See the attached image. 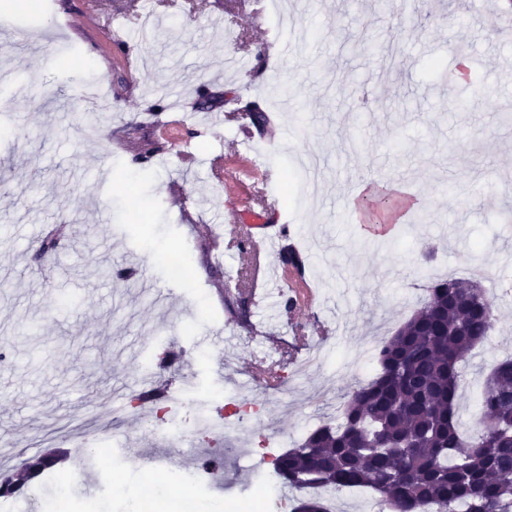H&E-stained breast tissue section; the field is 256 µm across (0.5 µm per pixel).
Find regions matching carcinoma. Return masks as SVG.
<instances>
[{
  "mask_svg": "<svg viewBox=\"0 0 512 512\" xmlns=\"http://www.w3.org/2000/svg\"><path fill=\"white\" fill-rule=\"evenodd\" d=\"M375 346L379 372L347 393L340 422L280 454L275 476L297 490L363 487L392 512H512V358L497 362L468 432L458 421L460 366L489 337L495 304L475 282L448 277ZM56 452L0 478V495L42 476ZM292 512H327L316 496Z\"/></svg>",
  "mask_w": 512,
  "mask_h": 512,
  "instance_id": "carcinoma-1",
  "label": "carcinoma"
}]
</instances>
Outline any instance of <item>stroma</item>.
<instances>
[{
    "label": "stroma",
    "instance_id": "1",
    "mask_svg": "<svg viewBox=\"0 0 512 512\" xmlns=\"http://www.w3.org/2000/svg\"><path fill=\"white\" fill-rule=\"evenodd\" d=\"M94 12L56 0H0V442L32 455L71 447L95 430L112 458L88 456L52 468L37 498L10 512H42L67 489L65 512H181L193 494L164 481L159 504L144 510L139 488L167 454L162 433L146 427L149 409L131 402L140 378L178 387L179 367L161 368L167 351L211 350L197 367L201 390L223 388L245 408V432L226 477L211 482L208 503L250 497L256 468L337 421L343 394L369 381L377 340L391 335L427 298L423 268L459 276L478 263L480 286L497 321L463 370L458 416L477 418V398L492 366L512 355V222L502 190L512 185V30L492 32L481 14L499 0H305L284 36L299 50L268 45L272 25L249 0H91ZM121 11L137 54L128 73L98 16ZM482 96L459 111L445 101L464 86L460 67ZM101 85L95 110L85 85ZM291 96L293 110L280 103ZM187 124L206 125L186 162L154 125L159 98ZM265 110L257 130L247 105ZM153 144L131 166L127 128ZM250 135L258 152L245 151ZM404 187L389 206L366 212L350 201L364 183ZM420 202L424 222H400ZM287 215L283 246L311 269L324 301L286 315L250 307L240 323L224 305L232 279L247 286V255L226 247L213 258L214 225H242L247 213ZM364 224H390L385 237ZM58 245L40 249L48 235ZM184 249L190 277L171 280L162 261ZM130 280L107 276L128 255ZM318 337L324 365L289 379L287 390L243 389L241 375L286 358L295 337ZM79 481H71L74 469ZM123 473L125 492L101 479Z\"/></svg>",
    "mask_w": 512,
    "mask_h": 512
}]
</instances>
